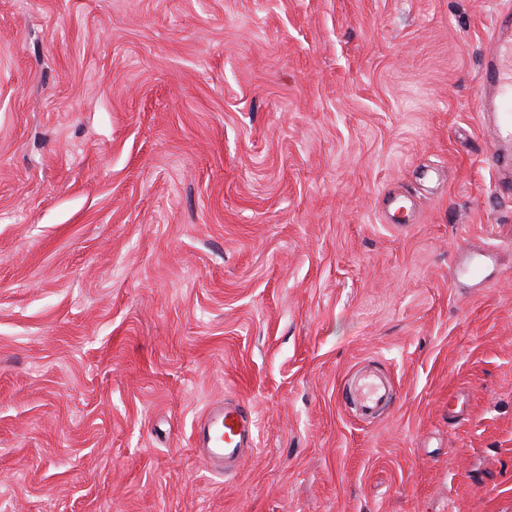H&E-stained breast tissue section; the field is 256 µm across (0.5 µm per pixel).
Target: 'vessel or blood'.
<instances>
[{
  "label": "vessel or blood",
  "instance_id": "vessel-or-blood-1",
  "mask_svg": "<svg viewBox=\"0 0 512 512\" xmlns=\"http://www.w3.org/2000/svg\"><path fill=\"white\" fill-rule=\"evenodd\" d=\"M477 110L492 134L487 161L495 173L498 192L512 194V13L497 17L483 51L476 95ZM496 259L492 252L457 250L454 277L470 287H490L488 274ZM344 403L360 416L375 418L388 410L394 396L387 380L370 369L360 370L342 393ZM197 448L212 468L238 465L255 445L254 424L248 408L231 401L206 412L197 422Z\"/></svg>",
  "mask_w": 512,
  "mask_h": 512
}]
</instances>
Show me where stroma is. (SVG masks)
Segmentation results:
<instances>
[{
  "label": "stroma",
  "instance_id": "stroma-1",
  "mask_svg": "<svg viewBox=\"0 0 512 512\" xmlns=\"http://www.w3.org/2000/svg\"><path fill=\"white\" fill-rule=\"evenodd\" d=\"M504 7L0 0V512H512ZM227 400L257 448L224 476L193 429ZM477 110L491 131L487 161L499 193L512 194V13L497 17L483 51ZM495 262V256L490 251L458 249L454 258V277L467 283L471 288H489L495 280L489 278L488 271ZM342 400L353 405L360 416L376 418L388 410L394 396L387 380L370 369H361L343 390Z\"/></svg>",
  "mask_w": 512,
  "mask_h": 512
}]
</instances>
